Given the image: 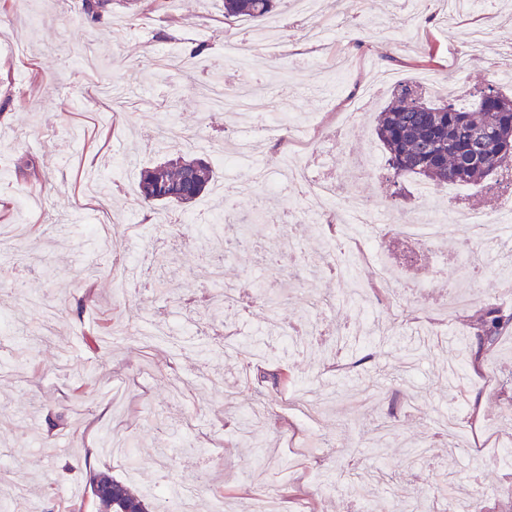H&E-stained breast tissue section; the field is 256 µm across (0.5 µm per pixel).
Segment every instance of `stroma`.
Instances as JSON below:
<instances>
[{"instance_id":"35a3bbf8","label":"stroma","mask_w":512,"mask_h":512,"mask_svg":"<svg viewBox=\"0 0 512 512\" xmlns=\"http://www.w3.org/2000/svg\"><path fill=\"white\" fill-rule=\"evenodd\" d=\"M83 0H0V225L25 222L27 238L0 250V453L15 463L0 484L10 512H91L88 484L107 472L139 491L176 499L197 486L193 512L223 499L227 512H256L274 482L278 512H360L349 483L382 476L376 494L429 512L451 479L460 492L482 486L485 512H512V338L469 371L475 412L459 406L448 365L459 339H473L481 309L512 310V270L502 240L455 228L436 254L406 239L402 221L433 209H488L487 187L417 183L392 197L371 154L377 116L398 84L422 95L450 92L473 102L495 81L512 83V0L449 18L439 0L411 7L322 0L300 13L281 0L272 29L280 53L253 56L245 72L228 60L266 23L225 21L221 0H134L99 22ZM326 27L321 43L308 39ZM483 45L469 46L474 30ZM432 63H425V56ZM257 87L267 113L307 122L309 142L270 129L253 157L277 192L259 187L225 202L233 171L187 207H143L142 167L162 161L160 127L175 150L215 162L238 146L254 120L232 107L203 108L193 88L216 79ZM311 184L340 187V200L373 199L382 218L372 248L380 265L352 279L302 264L346 235V224L299 215L303 197L278 184L286 154ZM290 217L284 232L259 224L232 255L202 246L196 220L255 211ZM138 262L128 291L113 292V258ZM479 251L486 276L457 273L456 255ZM238 291L225 321L211 305ZM250 345L258 367L281 369L287 387L264 392L266 442L239 432L255 388L240 363L208 364L201 346ZM370 391H363V384ZM456 414L447 433L440 418ZM124 431L132 459L104 452ZM330 486L317 491L318 483Z\"/></svg>"}]
</instances>
